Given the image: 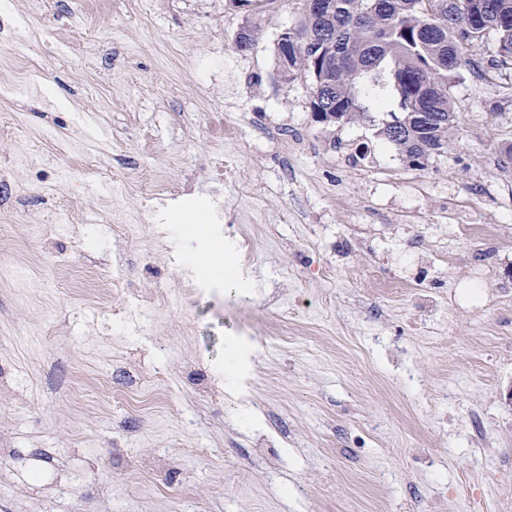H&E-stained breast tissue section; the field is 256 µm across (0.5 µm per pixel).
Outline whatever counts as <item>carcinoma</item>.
I'll return each mask as SVG.
<instances>
[{"label": "carcinoma", "instance_id": "1", "mask_svg": "<svg viewBox=\"0 0 512 512\" xmlns=\"http://www.w3.org/2000/svg\"><path fill=\"white\" fill-rule=\"evenodd\" d=\"M304 18L279 35L285 82L312 79L318 122H369L365 103L390 120L375 137L413 167L448 149L457 115L448 84L470 53L494 42L490 68L512 66V0H304Z\"/></svg>", "mask_w": 512, "mask_h": 512}]
</instances>
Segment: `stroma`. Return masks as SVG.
Wrapping results in <instances>:
<instances>
[{
  "label": "stroma",
  "instance_id": "35a3bbf8",
  "mask_svg": "<svg viewBox=\"0 0 512 512\" xmlns=\"http://www.w3.org/2000/svg\"><path fill=\"white\" fill-rule=\"evenodd\" d=\"M303 14L281 0L241 51L232 0H0V512H512L494 49L416 168L387 112L328 126L281 82ZM241 237L238 279L186 295ZM139 386L158 407L126 408Z\"/></svg>",
  "mask_w": 512,
  "mask_h": 512
}]
</instances>
